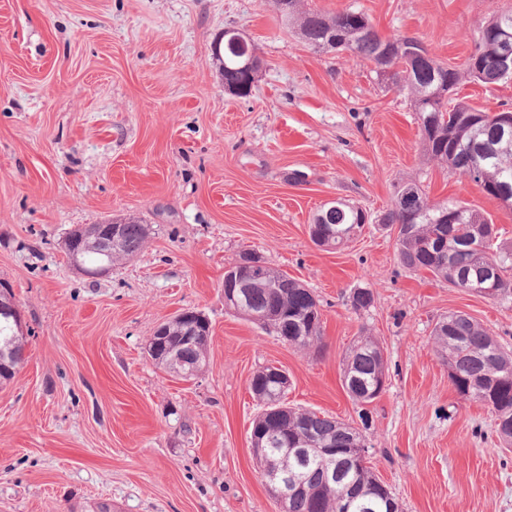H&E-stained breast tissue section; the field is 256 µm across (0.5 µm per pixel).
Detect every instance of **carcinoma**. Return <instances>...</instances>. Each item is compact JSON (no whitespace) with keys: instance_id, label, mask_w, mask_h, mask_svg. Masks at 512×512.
Here are the masks:
<instances>
[{"instance_id":"cac0c4a2","label":"carcinoma","mask_w":512,"mask_h":512,"mask_svg":"<svg viewBox=\"0 0 512 512\" xmlns=\"http://www.w3.org/2000/svg\"><path fill=\"white\" fill-rule=\"evenodd\" d=\"M289 25L306 44L325 51H343L362 61L373 63L389 53L395 58L396 78L403 80L401 89L411 98L418 118L433 117V125L419 123V137L424 156L493 193L500 183L512 184V136L500 133L499 115L474 108L464 102L448 106V100L431 97L436 82L455 91L464 81L494 84L500 73L502 47L488 27L474 38V50L466 68L458 70L442 62L431 66L422 58L427 48L417 39L413 51L398 53V38L381 35L368 16L353 7L334 14L302 7L295 0L288 16ZM416 193L415 206L405 208L398 196L381 215L379 223L400 226L396 253L400 265L412 271H427L435 278L463 291L483 295L486 288L495 290L492 299L512 303V243L497 242L498 230L479 212L458 202L432 203L424 189L408 184ZM330 225L345 235L332 241L337 249L347 245L363 223L353 207H343L331 217ZM96 225L75 234L83 248L84 273L95 276L103 262L112 266L142 252L148 238V225L130 220L124 225L122 243L108 257L96 248ZM374 296L368 288H358L351 295L354 310L370 308ZM246 310L236 312L252 321L249 311L275 308L279 321L273 331L288 345L301 350L317 351L323 336L322 315L314 293L273 267L265 266V276L246 292ZM14 303L6 286L0 287V380H8L22 362L25 336L17 331ZM431 336L435 348L448 366V378L464 399L486 406L496 420L500 441L512 446V352L502 345L479 322L463 312L441 316ZM157 356L152 361L184 380L198 376L206 364L209 339L183 336L180 322H169V333L154 344ZM387 361L379 342L368 334L358 336L342 361V385L359 405L378 397L379 382L385 375ZM250 387L258 405L286 404L271 366L258 370ZM312 440L307 464L294 470L301 490L291 497V512H388L386 497L392 495L380 487L365 460L338 455L330 458L325 448H349L365 440L362 432L350 423L303 408H288V420L269 424L265 437L267 452L255 457L260 474L271 462L290 453L295 445Z\"/></svg>"}]
</instances>
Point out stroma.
<instances>
[{
  "instance_id": "obj_1",
  "label": "stroma",
  "mask_w": 512,
  "mask_h": 512,
  "mask_svg": "<svg viewBox=\"0 0 512 512\" xmlns=\"http://www.w3.org/2000/svg\"><path fill=\"white\" fill-rule=\"evenodd\" d=\"M354 7L385 36L463 67L512 0H307ZM258 49L246 96L224 90L225 28ZM456 100L512 105V78ZM467 204L512 242V206L426 160L405 93L350 55L311 49L272 0H0V282L32 334L0 383V512H277L251 451L255 372L285 370L289 406L358 423L341 383L360 333L387 360L365 432L373 473L402 512H512V448L463 399L432 325L461 311L512 350V305L403 268L394 227L315 246L313 213L341 198L382 214L394 186ZM136 218L143 251L96 278L72 267V231ZM251 252L321 305L323 347L300 351L224 307V270ZM370 289L355 311L354 289ZM185 308L211 323L185 381L146 342Z\"/></svg>"
}]
</instances>
